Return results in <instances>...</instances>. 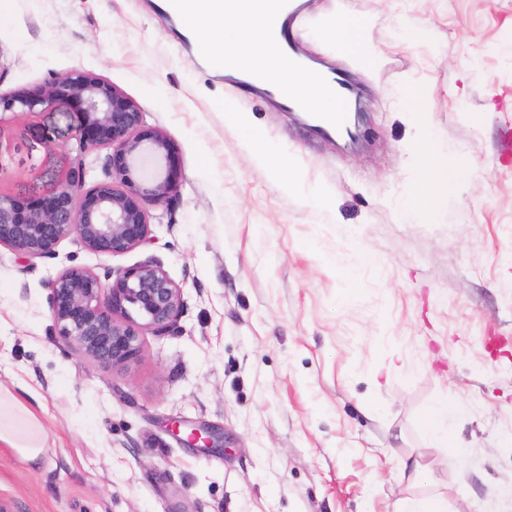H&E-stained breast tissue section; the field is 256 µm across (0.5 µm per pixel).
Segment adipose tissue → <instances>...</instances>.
<instances>
[{"mask_svg": "<svg viewBox=\"0 0 512 512\" xmlns=\"http://www.w3.org/2000/svg\"><path fill=\"white\" fill-rule=\"evenodd\" d=\"M190 24L198 38L201 55H220L225 48L231 47L240 63L262 69L268 81L288 80V73L270 56L268 33L273 18L261 7L259 0H198ZM373 25V19L358 20L344 9H336L325 24V47L366 67H376L380 57L363 38L364 31ZM0 445L14 449L34 469L40 466L48 451V434L36 412L2 385Z\"/></svg>", "mask_w": 512, "mask_h": 512, "instance_id": "adipose-tissue-1", "label": "adipose tissue"}]
</instances>
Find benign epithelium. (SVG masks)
Segmentation results:
<instances>
[{
    "instance_id": "7a95c632",
    "label": "benign epithelium",
    "mask_w": 512,
    "mask_h": 512,
    "mask_svg": "<svg viewBox=\"0 0 512 512\" xmlns=\"http://www.w3.org/2000/svg\"><path fill=\"white\" fill-rule=\"evenodd\" d=\"M59 98L81 115L71 147L75 164L41 200L0 192V249L28 262L56 256L68 239L95 254L131 252L151 240L150 207L179 192L175 145L146 123L133 99L82 70L0 94V115L41 112ZM98 147L111 149L106 178L88 185L83 157ZM50 308L59 336L77 355L113 367L137 356L142 330L163 336L177 328L184 298L154 261L102 277L72 266L51 281Z\"/></svg>"
}]
</instances>
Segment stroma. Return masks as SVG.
Listing matches in <instances>:
<instances>
[{"label": "stroma", "instance_id": "obj_1", "mask_svg": "<svg viewBox=\"0 0 512 512\" xmlns=\"http://www.w3.org/2000/svg\"><path fill=\"white\" fill-rule=\"evenodd\" d=\"M159 3L0 12V93L95 73L167 134L182 171L176 199L150 210V242L129 253L70 240L31 263L0 252V381L43 403L50 434L36 470L0 446V512H397L431 495L448 512H512V59L495 50L512 38V0H311L294 39L313 60L337 5L375 20L379 66L349 70L363 96L355 147L206 68ZM408 17L425 29L408 34ZM408 86L429 101L430 133L401 105ZM235 112L262 131L267 162ZM79 122L67 100L1 119L0 189L51 193ZM283 156L329 202L289 186ZM433 160L467 190L442 195L440 214L400 218L395 199ZM149 259L183 292L178 328L144 332L124 365L75 356L51 281ZM441 401L467 408L452 448L421 428ZM201 425L223 447L188 446ZM416 461L431 473L415 482Z\"/></svg>", "mask_w": 512, "mask_h": 512}]
</instances>
